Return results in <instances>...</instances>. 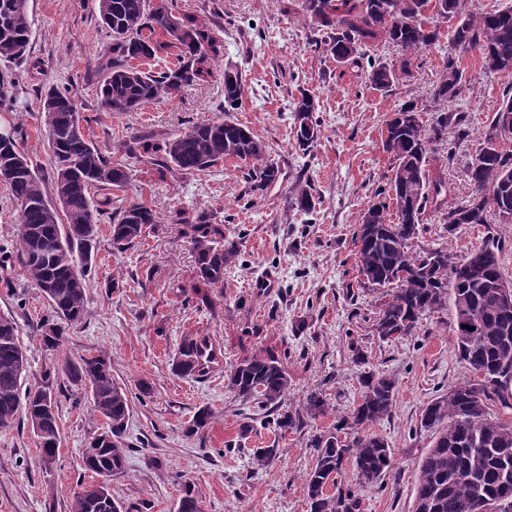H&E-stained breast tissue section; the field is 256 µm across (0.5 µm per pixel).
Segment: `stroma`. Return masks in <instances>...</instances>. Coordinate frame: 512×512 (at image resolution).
<instances>
[{"instance_id": "stroma-1", "label": "stroma", "mask_w": 512, "mask_h": 512, "mask_svg": "<svg viewBox=\"0 0 512 512\" xmlns=\"http://www.w3.org/2000/svg\"><path fill=\"white\" fill-rule=\"evenodd\" d=\"M305 0H172L176 17L206 29L217 52L208 81L184 88L135 112L104 116L99 104L98 59L110 43L95 0H29L31 60L1 62L8 95L0 101V127L22 128V147L41 177L51 155L40 98L51 87L69 89L86 117L87 133L113 161H126L133 179L129 204L155 213L136 248L117 253L108 224H101L97 249L86 276V315L67 330L60 347H45L40 326L50 319L45 295L21 266L0 282V313L13 315L27 359L22 387H41L52 373L51 392L60 417L62 443L52 467H45L25 419L0 428V512H71L75 492L94 483L82 450L105 431L90 412V397L66 376V363L106 352L112 374L126 389L132 410L123 441L127 461L113 476L112 496L126 512H177L185 488H193L202 512H310L305 478L314 463L315 436L334 431L360 395L368 372L396 379L395 406L374 430L389 442L394 461L383 482L360 483L344 467L339 486L354 490L360 512H412L420 457L433 433L420 425L431 400L465 380L469 371L454 351L450 311L422 317L413 336L386 342L374 325L381 290L361 287L352 235L368 207L386 188L393 158L382 147L385 123L395 109L416 106L431 120L439 76L448 61L451 20L436 18L439 41L409 52L376 39L367 54L396 72L389 92L372 88L365 71L341 65L317 44ZM467 79L462 101L469 136L455 154L436 147L432 171L447 170L452 205L469 199L466 170L479 149L489 116L496 112L512 78L485 72L477 52L460 55ZM242 77L244 92L233 117L269 148L282 175L264 194L251 193L247 163L227 159L200 175H159L125 159L120 143L151 128L183 132L224 113L225 69ZM316 101L321 134L311 152L295 147L293 108L301 92ZM310 181L313 212L288 207L297 181ZM217 213L224 236L238 252L224 270L223 283L208 290L209 305L195 293L193 245L179 216ZM499 238L506 278L512 280V224H460L450 228L428 211L413 248L445 249L462 255L487 234ZM277 273L275 287L255 291L265 270ZM186 336H206L221 346L224 365L207 377L182 376L173 369ZM274 355L288 377L284 410L304 412L301 429L283 432L257 403L237 398L229 369L254 355ZM319 393L323 412L306 414L307 398ZM209 425L192 432L199 409ZM257 448H275L278 458L256 466Z\"/></svg>"}]
</instances>
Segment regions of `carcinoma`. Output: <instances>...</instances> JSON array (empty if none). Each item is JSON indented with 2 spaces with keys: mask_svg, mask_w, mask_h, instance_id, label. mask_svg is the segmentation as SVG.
Masks as SVG:
<instances>
[{
  "mask_svg": "<svg viewBox=\"0 0 512 512\" xmlns=\"http://www.w3.org/2000/svg\"><path fill=\"white\" fill-rule=\"evenodd\" d=\"M467 0H305L316 29L326 34L321 43L340 64L362 66V45L378 35L409 51H421L438 42L437 27L429 10L455 20L449 43L448 64L440 75L435 97L450 102L466 86L464 71L455 55L477 51L489 73L512 75V5L474 16ZM29 0H0V60L24 58L32 35ZM101 23L112 43L101 55L105 76L100 104L105 112L124 114L159 100L172 99L182 89L205 79L201 67L205 47L211 45L206 30L177 18L168 0H97ZM172 55L176 64L161 72L143 70L134 60ZM368 80L378 91L388 90L395 74L385 64L371 66ZM241 77L224 73V117L193 124L185 132L158 139L153 133L130 136L124 153L160 174L191 175L205 172L225 158L249 164L247 180L254 193L275 185L282 174L269 158L268 147L251 130L233 119L243 95ZM47 139L51 149L49 198L45 180L35 168L16 165L27 160L21 148L22 129L13 128L11 139L0 142V175L9 186L19 211L20 230L16 254L0 249V263L15 258L32 282L45 294L56 322L50 324L45 342L60 344L64 329L76 325L86 313V266L97 244L98 224L112 215V248L119 253L140 243L144 228L154 223V213L144 204L117 205L119 193L131 182V169L114 163L86 134L76 99L58 89L41 98ZM295 145L307 153L320 138L315 99L301 93L295 104ZM512 114V86L501 107L489 121L485 139L468 166L473 185L468 204L448 205L450 187L443 173L430 175V155L443 146L453 157L459 142L468 137L464 116L437 112L423 124L414 106L394 110L386 123L384 150L393 156L389 190L395 199L396 219L388 205L370 206L353 234L356 268L367 288H388L375 330L380 339L395 341L411 336L420 319L451 309L459 359L471 376L429 403L421 424L434 430L431 448L418 463L415 501L423 512H496L500 501L512 500V424L489 416L496 404L504 414L512 411V308L500 303L499 286L508 282L502 271L500 241L487 237L465 255L446 249L412 250L427 208L441 213L448 227L488 224L512 212V151L502 147L501 121ZM293 205L310 213L315 209L309 184L295 188ZM196 254L198 277L207 286L224 282V267L236 256L237 245L224 238V225L201 214L186 225ZM199 337H185L173 363L183 376L207 374L198 361ZM17 323L0 314V428L19 417L44 420L38 447L44 456H55L61 445L59 416L44 410V392L21 393ZM70 380L90 392L91 412L105 418L109 430L96 435L83 451L85 466L99 477L122 472L126 450L122 443L131 404L127 392L113 378L112 365L103 352L66 364ZM229 386L245 400H259L276 412L273 422L282 431L300 429L303 417L281 411L288 378L272 356H254L230 370ZM396 379L370 374L361 382L359 402L337 429H351L343 438L322 434L313 440L314 463L305 480L310 512H357L355 492L337 485V476L349 463L358 480L376 484L390 470L393 449L381 435L370 431L391 416ZM336 494L326 493L327 485ZM71 512H122L116 500L107 503L94 496L88 485L74 496Z\"/></svg>",
  "mask_w": 512,
  "mask_h": 512,
  "instance_id": "1",
  "label": "carcinoma"
}]
</instances>
